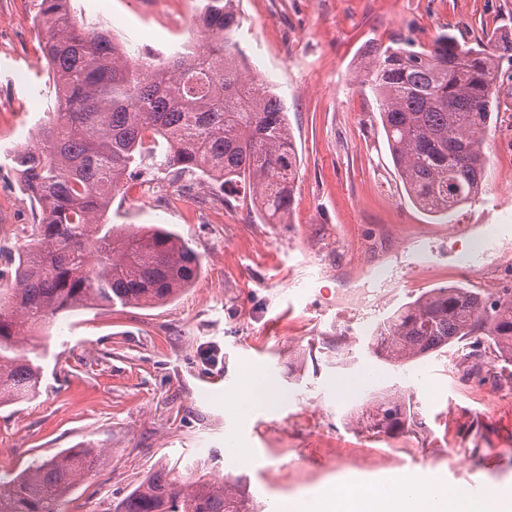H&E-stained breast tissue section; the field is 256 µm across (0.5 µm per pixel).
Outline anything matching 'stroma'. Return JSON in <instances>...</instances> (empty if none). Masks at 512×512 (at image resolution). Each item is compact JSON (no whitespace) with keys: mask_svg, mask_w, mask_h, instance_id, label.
<instances>
[{"mask_svg":"<svg viewBox=\"0 0 512 512\" xmlns=\"http://www.w3.org/2000/svg\"><path fill=\"white\" fill-rule=\"evenodd\" d=\"M38 0H0V148L49 119ZM200 0H70L88 28L130 55L188 43ZM237 38L251 73L288 112L300 173L289 220L262 223L250 197L183 178L191 208L128 180L110 223L175 231L199 280L152 307L94 306L40 333L39 393L0 405V476L92 444L106 461L68 512H112L149 474L177 485L240 480L262 512L318 487L383 473L439 474L451 487L512 489V396L492 394L449 344L402 366L373 352L374 328L426 292L512 279V153L491 155L487 192L448 217L418 208L390 156L367 50L444 34L470 45L512 36V0H240ZM486 142L512 138V61L501 59ZM34 205L0 156V224ZM386 279H378L380 269ZM408 407L414 445L366 427L365 389Z\"/></svg>","mask_w":512,"mask_h":512,"instance_id":"35a3bbf8","label":"stroma"}]
</instances>
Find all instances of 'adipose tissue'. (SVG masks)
<instances>
[{"mask_svg": "<svg viewBox=\"0 0 512 512\" xmlns=\"http://www.w3.org/2000/svg\"><path fill=\"white\" fill-rule=\"evenodd\" d=\"M277 512H512V494L490 486L476 497L437 475L386 474L350 479L340 494L326 488L309 499L282 502Z\"/></svg>", "mask_w": 512, "mask_h": 512, "instance_id": "adipose-tissue-1", "label": "adipose tissue"}]
</instances>
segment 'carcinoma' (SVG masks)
Returning <instances> with one entry per match:
<instances>
[{
  "instance_id": "cac0c4a2",
  "label": "carcinoma",
  "mask_w": 512,
  "mask_h": 512,
  "mask_svg": "<svg viewBox=\"0 0 512 512\" xmlns=\"http://www.w3.org/2000/svg\"><path fill=\"white\" fill-rule=\"evenodd\" d=\"M233 2L201 0L193 20L192 33L215 34L217 43L145 72L109 32L87 30L64 0H40L53 119L33 145L8 154L38 216L12 283L0 288V405L38 392V324L78 308L163 304L200 277V257L178 234L107 223L127 174L240 183L266 223L291 213L297 148L281 98L259 94L241 68ZM511 53V38L475 48L452 35L429 50L410 40L371 47L362 84L375 97L398 176L422 210L447 215L482 194L496 61ZM454 342L487 343L512 362L511 283L493 296L435 288L389 318L372 346L379 359L402 365ZM368 419L376 434L409 424L395 397L376 401ZM103 463L104 449L90 444L37 458L0 481V512H65L75 487ZM115 512H254V505L237 480L183 490L161 468Z\"/></svg>"
}]
</instances>
